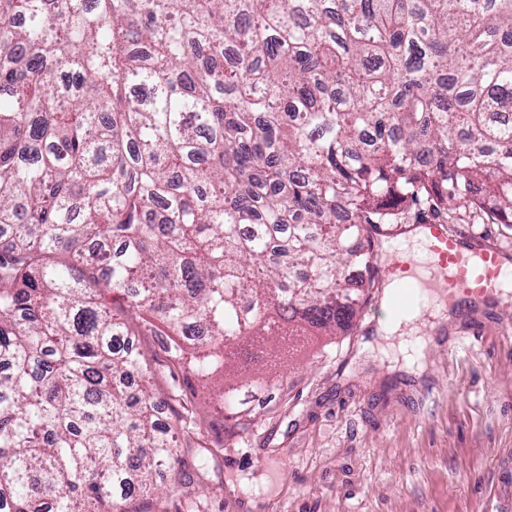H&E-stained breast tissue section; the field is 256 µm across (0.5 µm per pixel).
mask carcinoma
<instances>
[{
    "label": "carcinoma",
    "instance_id": "obj_1",
    "mask_svg": "<svg viewBox=\"0 0 512 512\" xmlns=\"http://www.w3.org/2000/svg\"><path fill=\"white\" fill-rule=\"evenodd\" d=\"M413 208L512 227V0H0V512L179 491L109 295L239 421Z\"/></svg>",
    "mask_w": 512,
    "mask_h": 512
}]
</instances>
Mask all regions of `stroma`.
<instances>
[{
  "instance_id": "35a3bbf8",
  "label": "stroma",
  "mask_w": 512,
  "mask_h": 512,
  "mask_svg": "<svg viewBox=\"0 0 512 512\" xmlns=\"http://www.w3.org/2000/svg\"><path fill=\"white\" fill-rule=\"evenodd\" d=\"M381 304L373 295L351 335L314 337L273 369L240 429L114 299L164 420L184 428V487L152 497V512H512V318L461 300L422 322L413 371L397 347L372 345ZM473 327L480 339L449 353V337ZM200 446L213 451L201 494Z\"/></svg>"
}]
</instances>
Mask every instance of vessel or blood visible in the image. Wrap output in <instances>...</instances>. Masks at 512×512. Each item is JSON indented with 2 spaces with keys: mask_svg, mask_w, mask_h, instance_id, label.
Listing matches in <instances>:
<instances>
[{
  "mask_svg": "<svg viewBox=\"0 0 512 512\" xmlns=\"http://www.w3.org/2000/svg\"><path fill=\"white\" fill-rule=\"evenodd\" d=\"M412 234L422 236L427 251V269L431 273L430 288L449 300L468 296L497 308L512 307V265L505 251L497 246H473L462 237L450 233L447 225L431 220L411 225ZM417 261L410 256L394 253L378 268L380 277L396 283L388 306L392 314L416 308L436 315L435 307L421 299L422 282Z\"/></svg>",
  "mask_w": 512,
  "mask_h": 512,
  "instance_id": "vessel-or-blood-1",
  "label": "vessel or blood"
}]
</instances>
